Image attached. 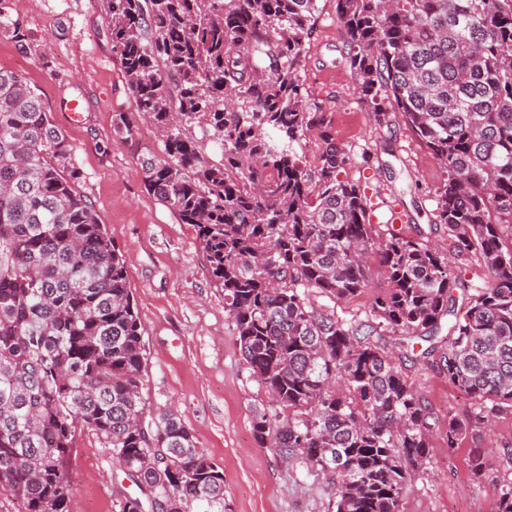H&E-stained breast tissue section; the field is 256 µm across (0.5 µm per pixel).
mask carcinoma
<instances>
[{
  "mask_svg": "<svg viewBox=\"0 0 512 512\" xmlns=\"http://www.w3.org/2000/svg\"><path fill=\"white\" fill-rule=\"evenodd\" d=\"M317 2L103 0L133 100L112 127L129 140L136 115L159 133L145 187L196 227L241 355L288 411L277 454L329 476L334 512H402L436 425L452 451L512 413V0H334L363 102L378 118L395 105L446 174L434 196L446 253L370 222L365 189L342 177L350 153L301 73ZM0 31L29 39L1 12ZM312 131L325 149L310 163ZM79 179L39 96L0 69V496L70 512L68 462L91 433L140 492L117 490L115 512H224V473L190 430L172 414L144 420L142 322ZM374 249L386 285L368 320L311 303L365 292ZM474 258L477 281L463 277ZM445 319L440 366L472 409L441 421L389 346L406 356L420 339L426 358ZM489 467L472 449L471 477ZM496 512H512V477Z\"/></svg>",
  "mask_w": 512,
  "mask_h": 512,
  "instance_id": "1",
  "label": "carcinoma"
}]
</instances>
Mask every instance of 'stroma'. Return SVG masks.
Masks as SVG:
<instances>
[{
    "label": "stroma",
    "instance_id": "obj_1",
    "mask_svg": "<svg viewBox=\"0 0 512 512\" xmlns=\"http://www.w3.org/2000/svg\"><path fill=\"white\" fill-rule=\"evenodd\" d=\"M0 8L31 34L23 45L0 35V68L26 78L74 145L79 189L123 255L148 354L147 419L174 413L223 469L224 512H327L328 477L282 461L271 443L255 436V415L267 414L276 427L278 408L242 358L224 291L211 278L195 227L178 223L145 187L140 160L161 150L155 129L139 124L128 141L112 129L113 113L131 111L132 98L106 39L102 0H0ZM342 33L334 0H320L302 74L310 98L325 107L337 143L350 153L344 175L360 182L373 204L394 203L404 211L401 235L447 249L446 234L433 226L442 169L396 107H388L382 124L361 101L341 60ZM73 98L82 103L76 125L67 124L63 112ZM400 366L438 417L471 409L435 358ZM475 447L494 462L512 450V413L475 429L453 449L434 433L428 464L410 473L402 512H495L501 476L493 471L472 480ZM68 478L71 512H113L117 488L137 492L114 465L111 449L92 435L74 449Z\"/></svg>",
    "mask_w": 512,
    "mask_h": 512
}]
</instances>
